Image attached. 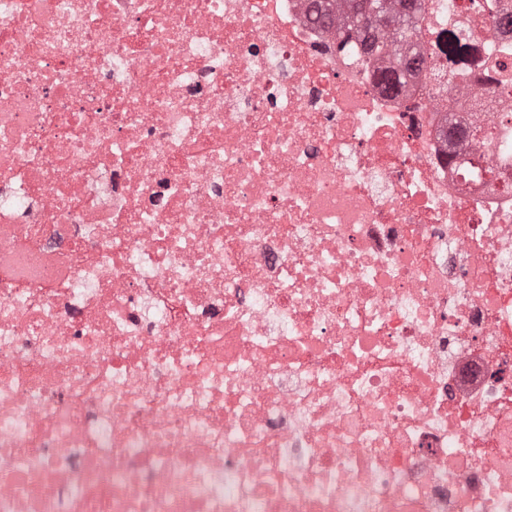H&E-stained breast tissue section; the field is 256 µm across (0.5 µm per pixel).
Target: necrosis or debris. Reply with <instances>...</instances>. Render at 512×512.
<instances>
[{
  "label": "necrosis or debris",
  "mask_w": 512,
  "mask_h": 512,
  "mask_svg": "<svg viewBox=\"0 0 512 512\" xmlns=\"http://www.w3.org/2000/svg\"><path fill=\"white\" fill-rule=\"evenodd\" d=\"M422 7L388 92L307 0H0V512H512V0Z\"/></svg>",
  "instance_id": "obj_1"
}]
</instances>
